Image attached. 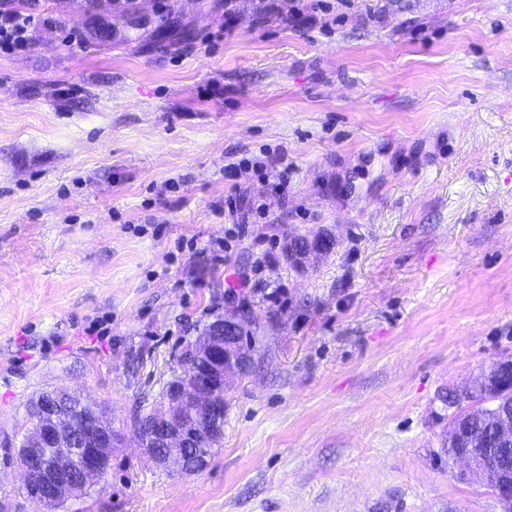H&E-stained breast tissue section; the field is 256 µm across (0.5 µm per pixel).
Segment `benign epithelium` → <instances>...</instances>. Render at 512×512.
I'll list each match as a JSON object with an SVG mask.
<instances>
[{
    "label": "benign epithelium",
    "instance_id": "benign-epithelium-1",
    "mask_svg": "<svg viewBox=\"0 0 512 512\" xmlns=\"http://www.w3.org/2000/svg\"><path fill=\"white\" fill-rule=\"evenodd\" d=\"M241 331L240 318H218L182 349L181 360L189 368L190 382L166 385L163 405L148 415L150 429L138 433L144 454L157 465L173 464L187 475L207 465L206 456L190 458L186 450L203 447L210 437L207 414L221 409V402L211 395L224 388L226 375L243 373L249 368V351L226 341L229 336H239ZM511 363H492L475 386L458 394L477 397L488 393L497 387L498 368ZM75 395L79 392L64 387L42 392L31 405L32 425L14 455L24 474V494L46 512H53L59 504L95 486L110 468L112 451L118 447V434L107 410L88 401L79 455H74L68 444L75 428L60 402ZM493 452L492 448H454L451 459L464 464L460 471L462 479L490 481L511 500L512 473L487 466Z\"/></svg>",
    "mask_w": 512,
    "mask_h": 512
}]
</instances>
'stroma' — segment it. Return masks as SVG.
Instances as JSON below:
<instances>
[{
    "mask_svg": "<svg viewBox=\"0 0 512 512\" xmlns=\"http://www.w3.org/2000/svg\"><path fill=\"white\" fill-rule=\"evenodd\" d=\"M324 4L305 28L268 0H41L31 51L0 56V512H40L13 447L57 387L124 444L56 512H499L436 416L512 358V0ZM242 313L223 440L157 467L136 417Z\"/></svg>",
    "mask_w": 512,
    "mask_h": 512,
    "instance_id": "1",
    "label": "stroma"
}]
</instances>
